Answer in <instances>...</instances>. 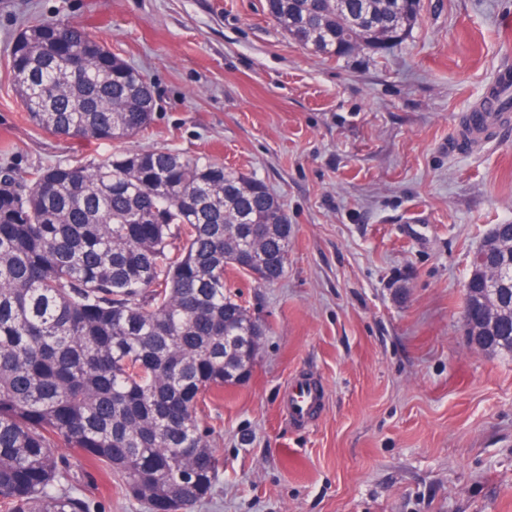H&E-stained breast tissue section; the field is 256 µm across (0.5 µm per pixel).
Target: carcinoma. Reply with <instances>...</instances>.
Returning <instances> with one entry per match:
<instances>
[{
    "label": "carcinoma",
    "mask_w": 512,
    "mask_h": 512,
    "mask_svg": "<svg viewBox=\"0 0 512 512\" xmlns=\"http://www.w3.org/2000/svg\"><path fill=\"white\" fill-rule=\"evenodd\" d=\"M265 0L294 42L338 60L402 44L420 0ZM12 78L28 120L57 136L133 138L151 124L145 74L84 27H27ZM291 224L266 183L162 149L35 173L0 171V512H91L75 475L94 467L148 512L206 498L219 459L197 411L250 376L255 318L224 271L281 279ZM182 241L173 256L171 240ZM487 350L512 353V324ZM57 448H72V456Z\"/></svg>",
    "instance_id": "cac0c4a2"
}]
</instances>
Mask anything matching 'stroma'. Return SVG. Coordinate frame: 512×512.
<instances>
[{
    "mask_svg": "<svg viewBox=\"0 0 512 512\" xmlns=\"http://www.w3.org/2000/svg\"><path fill=\"white\" fill-rule=\"evenodd\" d=\"M264 0H0V167L20 179L129 149L206 155L263 180L288 211L285 275L227 271L266 325L246 382L198 411L221 461L191 512H512V356L475 350L472 257L512 223V128L449 154L497 69L512 0H421L389 51L345 60L295 44ZM83 26L155 89L143 134L53 136L12 81L17 34ZM325 390L304 428L297 377Z\"/></svg>",
    "mask_w": 512,
    "mask_h": 512,
    "instance_id": "stroma-1",
    "label": "stroma"
}]
</instances>
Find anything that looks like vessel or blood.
Instances as JSON below:
<instances>
[{"label":"vessel or blood","mask_w":512,"mask_h":512,"mask_svg":"<svg viewBox=\"0 0 512 512\" xmlns=\"http://www.w3.org/2000/svg\"><path fill=\"white\" fill-rule=\"evenodd\" d=\"M512 101V69L498 71L481 103L467 117L462 135L448 141L449 151L462 148L464 141L480 144L489 140L502 125L512 120V114L503 112L502 106ZM323 395L317 385L297 378L290 382L284 397V412L290 422L298 427L307 426Z\"/></svg>","instance_id":"1"}]
</instances>
